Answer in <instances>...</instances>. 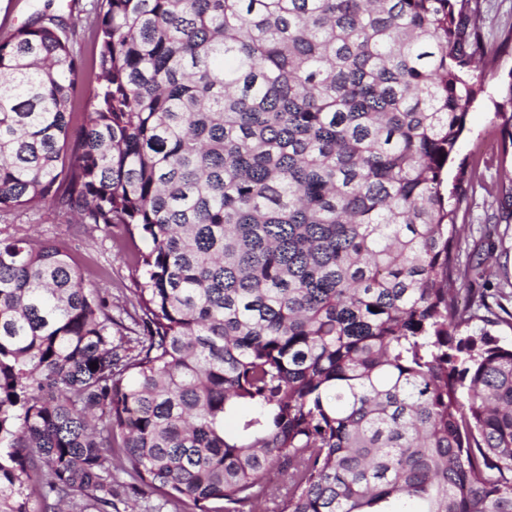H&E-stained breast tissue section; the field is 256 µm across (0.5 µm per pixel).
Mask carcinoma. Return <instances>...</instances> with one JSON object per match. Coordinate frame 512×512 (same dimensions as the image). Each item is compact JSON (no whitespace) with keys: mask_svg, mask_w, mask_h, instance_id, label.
<instances>
[{"mask_svg":"<svg viewBox=\"0 0 512 512\" xmlns=\"http://www.w3.org/2000/svg\"><path fill=\"white\" fill-rule=\"evenodd\" d=\"M470 2L104 0L93 88L61 19L0 42V212L150 243L133 339L0 229V512L27 454L54 512H112L117 439L197 512H512V345L458 305L445 177L497 62ZM495 112L506 153L512 71Z\"/></svg>","mask_w":512,"mask_h":512,"instance_id":"1","label":"carcinoma"}]
</instances>
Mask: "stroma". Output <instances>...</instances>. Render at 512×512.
I'll use <instances>...</instances> for the list:
<instances>
[{"label":"stroma","mask_w":512,"mask_h":512,"mask_svg":"<svg viewBox=\"0 0 512 512\" xmlns=\"http://www.w3.org/2000/svg\"><path fill=\"white\" fill-rule=\"evenodd\" d=\"M97 0H0V42L26 23L48 24L59 17L73 29L72 49L85 71L86 83H95L99 72L93 48V21ZM487 50H500L504 34L512 29V0H472ZM494 68L474 69L475 81L485 87L484 97L466 116L449 175L459 163H468L475 175L466 187L457 211L456 230L462 256L477 263L469 279L474 292L489 290V301L512 312V201L502 186L512 175V155H503L498 143L501 121L494 103L503 76L512 71V48L500 51ZM12 225L31 236L33 243L49 242L64 249L85 278L100 288L112 305L113 317L132 326L136 287L133 260L147 250V241L130 238L121 226L92 227L75 224L71 213L54 205L0 213V227ZM112 512H192L184 503H167L139 488L121 448L112 450Z\"/></svg>","instance_id":"1"}]
</instances>
